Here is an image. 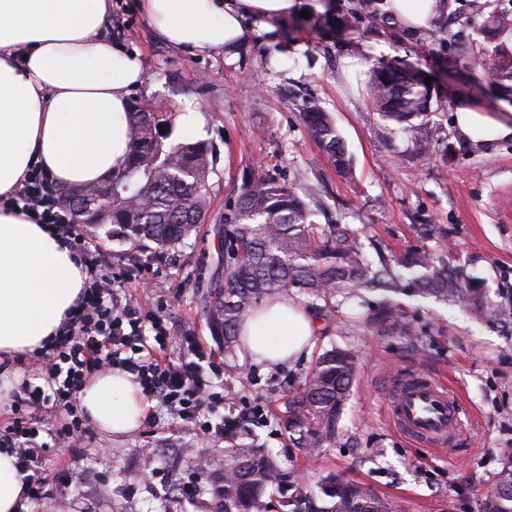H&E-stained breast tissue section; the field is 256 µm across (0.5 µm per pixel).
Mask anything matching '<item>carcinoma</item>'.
<instances>
[{
    "mask_svg": "<svg viewBox=\"0 0 512 512\" xmlns=\"http://www.w3.org/2000/svg\"><path fill=\"white\" fill-rule=\"evenodd\" d=\"M385 0H351L342 7L344 19L357 21L361 9L372 22H386L389 11ZM470 13L479 20L482 33L500 35L508 26L512 9L502 6L488 10L486 0H470ZM444 45L441 19L419 38ZM470 67L481 77L501 83L512 81V55L496 52L470 58ZM371 99L377 114L385 121L401 125L412 141L430 138L432 116L445 102L417 75L388 66L373 67ZM309 134L330 159L336 170L346 175L351 160L329 113L313 100L302 113ZM133 132V151L122 177L112 182V236L134 242L149 241L168 250L187 240L209 211L207 183L212 162L203 142L179 144L181 151L170 156V147L158 140L157 125L142 112H129ZM159 151L171 157L169 164L150 163L144 157ZM304 180L299 172L284 182L268 172L252 169L242 179L229 214L224 216V263H215L207 280L203 311L209 328L224 344V355L233 356L241 347L239 334L243 320L265 299L293 290L305 292L336 306V299L359 298L368 291L391 294L410 289L422 297L442 302L470 305L480 316L505 320V310L487 301L483 289L469 276L448 267L444 253L413 250L401 256L378 255L373 261L357 242L356 231L346 224L322 226L296 192ZM146 194L148 207L139 209L130 200ZM79 207L72 217L83 218L84 206L95 196L86 187L73 189ZM383 320L401 336L410 327L396 309L386 308ZM357 361L352 351L342 347L325 350L305 378L304 387L288 401L282 419L284 431L305 455L336 439L340 433L345 404L356 376ZM248 419L224 424L228 446L212 461L218 479L212 488V512H268L266 495L284 487L283 469L278 460L251 438L240 443ZM283 512H391L389 502L364 483L330 474L322 479L318 491L308 496L282 497ZM483 512H512V451L502 453V470L496 487L486 498Z\"/></svg>",
    "mask_w": 512,
    "mask_h": 512,
    "instance_id": "obj_1",
    "label": "carcinoma"
}]
</instances>
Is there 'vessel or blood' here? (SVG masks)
<instances>
[{"instance_id": "obj_1", "label": "vessel or blood", "mask_w": 512, "mask_h": 512, "mask_svg": "<svg viewBox=\"0 0 512 512\" xmlns=\"http://www.w3.org/2000/svg\"><path fill=\"white\" fill-rule=\"evenodd\" d=\"M388 406L394 424L412 441L446 453L463 437L459 400L432 375L414 370L396 375Z\"/></svg>"}]
</instances>
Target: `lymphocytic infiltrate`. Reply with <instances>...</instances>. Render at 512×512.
<instances>
[{"label": "lymphocytic infiltrate", "mask_w": 512, "mask_h": 512, "mask_svg": "<svg viewBox=\"0 0 512 512\" xmlns=\"http://www.w3.org/2000/svg\"><path fill=\"white\" fill-rule=\"evenodd\" d=\"M17 203L39 224H49L67 237L82 257L89 280L75 312L58 329L39 372L44 386L25 385L12 402L15 419L0 433V447L13 449L25 480L28 500H43L45 478L41 455L33 441L38 431L33 410L54 405L66 419L55 433L58 447L69 448L86 430L74 401L88 376L120 367L137 378L146 398L159 399L181 423L205 434L223 436V423L210 414L219 400L210 375L217 368L215 353L188 343L176 358L160 357L171 337L167 319L143 315L124 301L112 265L78 225L47 201L46 180L32 175L17 192Z\"/></svg>", "instance_id": "obj_1"}]
</instances>
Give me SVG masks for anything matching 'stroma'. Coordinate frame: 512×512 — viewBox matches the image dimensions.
Instances as JSON below:
<instances>
[{"mask_svg": "<svg viewBox=\"0 0 512 512\" xmlns=\"http://www.w3.org/2000/svg\"><path fill=\"white\" fill-rule=\"evenodd\" d=\"M277 45L264 36L223 54L193 56L157 40L134 0H112L110 34L138 50L146 80L132 95L152 107L164 102L165 144L184 142L173 117L184 101L205 113L201 136L213 158L209 218L199 231L167 253L150 242L112 238L106 229L84 233L112 262L125 296L143 310L164 311L172 324L166 355L177 356L187 337L219 353L214 385L231 393L237 409L264 405L267 425L257 432L286 471L312 491L329 474L369 484L394 512H481L498 479L501 452L512 448V320L475 317L464 305L411 294L386 300L369 294L378 311L394 305L412 329L395 335L388 325L354 323L357 305L319 317L311 352L282 365L256 362L245 351L236 360L212 336L203 312L204 276L221 247L213 227L227 214L243 175L261 168L278 178L307 175L309 203L321 224L357 229L367 256L376 250L400 255L412 249H447L448 260L475 278L488 301L512 304V138L483 148L461 137L454 104L471 102L498 112L504 101L485 82L468 79L465 67L441 71L415 38L386 26L337 24L335 13L288 18ZM363 54L362 79L350 83L341 60ZM385 63L433 78L449 110L434 117L426 144H412L398 124L382 120L367 96L371 65ZM319 100L339 128L352 161V179L330 164L309 135L302 109ZM433 234H424L426 226ZM352 349L357 376L343 416L342 435L316 457L300 454L279 424L288 394L300 388L316 358L331 345ZM418 370L446 382L468 416L459 450L435 454L395 428L388 411L389 383L397 373ZM58 414L41 412L36 445L44 449L46 497L25 512H54L65 500L71 512H207L211 475H198L200 459L219 454L223 439L189 433L157 402H149L135 433L110 437L88 426L80 447L58 451L53 431ZM200 477L189 497L179 486Z\"/></svg>", "mask_w": 512, "mask_h": 512, "instance_id": "1", "label": "stroma"}]
</instances>
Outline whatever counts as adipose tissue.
I'll return each instance as SVG.
<instances>
[{
    "mask_svg": "<svg viewBox=\"0 0 512 512\" xmlns=\"http://www.w3.org/2000/svg\"><path fill=\"white\" fill-rule=\"evenodd\" d=\"M301 0H137L155 36L192 55L231 52L299 13ZM112 0H0V403L22 382L15 358L49 346L88 274L66 238L11 203L33 172L60 188L121 176L132 150L130 97L140 54L108 37ZM459 133L512 137V110L455 108ZM318 325L290 297L265 301L241 326L269 362L309 354ZM79 405L103 433L137 431L146 405L132 374L88 379Z\"/></svg>",
    "mask_w": 512,
    "mask_h": 512,
    "instance_id": "1",
    "label": "adipose tissue"
}]
</instances>
